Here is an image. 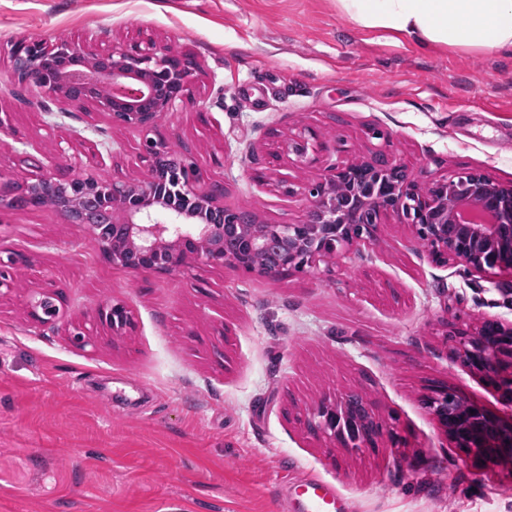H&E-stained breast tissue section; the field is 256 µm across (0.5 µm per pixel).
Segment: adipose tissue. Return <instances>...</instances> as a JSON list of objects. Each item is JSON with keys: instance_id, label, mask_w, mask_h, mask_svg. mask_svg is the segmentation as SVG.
Wrapping results in <instances>:
<instances>
[{"instance_id": "ef3b65f1", "label": "adipose tissue", "mask_w": 512, "mask_h": 512, "mask_svg": "<svg viewBox=\"0 0 512 512\" xmlns=\"http://www.w3.org/2000/svg\"><path fill=\"white\" fill-rule=\"evenodd\" d=\"M362 28L401 33L458 53L512 54V0H336Z\"/></svg>"}]
</instances>
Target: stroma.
Returning a JSON list of instances; mask_svg holds the SVG:
<instances>
[{"mask_svg": "<svg viewBox=\"0 0 512 512\" xmlns=\"http://www.w3.org/2000/svg\"><path fill=\"white\" fill-rule=\"evenodd\" d=\"M20 38L93 51L151 38L191 55L195 95L158 134L223 182L226 206L271 224L303 217L279 183L316 172L279 144L305 126L336 139L325 168L382 149L415 171L512 184V55L364 29L336 0H0L6 181L58 144L60 177L147 173L140 130L91 107L58 113L12 78ZM271 160L272 179L253 181ZM0 251L29 258L0 296V512H278L309 476L346 512H512V473L455 448L424 400L444 385L512 419L501 391L448 358L455 328L512 321V276L435 263L394 218L333 272L276 278L205 264L131 273L46 207L0 209ZM47 283L67 319L36 328L27 301ZM112 302L133 331L99 321ZM78 328L89 345L73 342ZM348 391L393 436L351 453L309 433L307 409ZM98 319L112 329L113 335H122L133 327V315L122 303H109L98 310Z\"/></svg>", "mask_w": 512, "mask_h": 512, "instance_id": "1", "label": "stroma"}]
</instances>
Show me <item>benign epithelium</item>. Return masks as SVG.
Listing matches in <instances>:
<instances>
[{
  "label": "benign epithelium",
  "instance_id": "benign-epithelium-1",
  "mask_svg": "<svg viewBox=\"0 0 512 512\" xmlns=\"http://www.w3.org/2000/svg\"><path fill=\"white\" fill-rule=\"evenodd\" d=\"M12 76L37 87L60 104L59 111L93 105L112 123L144 132L140 153L148 163L142 179L102 180L76 173L60 180L34 174L28 185L44 193V205L70 224L90 232L112 265L132 273H179L193 263L229 266L278 277L292 270L315 271L376 241L378 227L396 217L412 228L432 258L480 275H512V186L479 171L438 176L422 184L403 163L379 152L331 167L305 183L304 216L296 224H266L224 205V182H204L197 166L163 138L154 137L164 115L192 93L191 56L152 39L87 51L72 40L43 44L26 39L10 49ZM296 161L314 167L331 142L310 133L283 141ZM239 250H224V240ZM29 313L39 324L64 318L55 289L29 296ZM112 333L133 327L122 303L98 310ZM449 357L501 390L512 401V322L494 321L453 334ZM425 403L448 440L464 453L512 470V422L436 386ZM307 426L357 452L382 435L372 404L357 409L353 396L325 399L308 414Z\"/></svg>",
  "mask_w": 512,
  "mask_h": 512
}]
</instances>
